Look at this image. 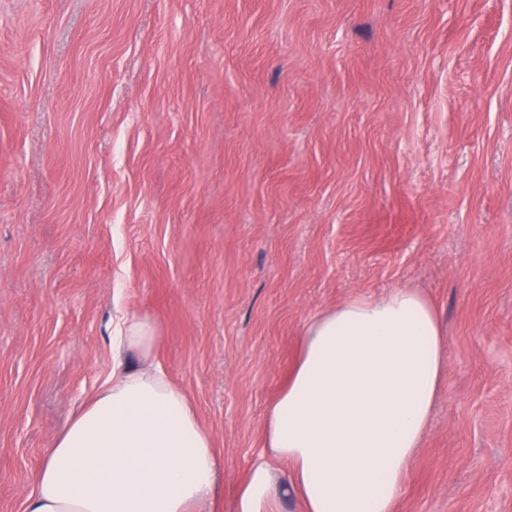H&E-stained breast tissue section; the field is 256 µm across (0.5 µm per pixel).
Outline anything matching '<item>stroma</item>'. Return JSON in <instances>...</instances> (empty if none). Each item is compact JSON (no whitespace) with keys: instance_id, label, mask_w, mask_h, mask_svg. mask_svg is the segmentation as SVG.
I'll list each match as a JSON object with an SVG mask.
<instances>
[{"instance_id":"obj_1","label":"stroma","mask_w":512,"mask_h":512,"mask_svg":"<svg viewBox=\"0 0 512 512\" xmlns=\"http://www.w3.org/2000/svg\"><path fill=\"white\" fill-rule=\"evenodd\" d=\"M392 288L448 360L400 512H512V0H0V512L118 309L236 512L307 323Z\"/></svg>"}]
</instances>
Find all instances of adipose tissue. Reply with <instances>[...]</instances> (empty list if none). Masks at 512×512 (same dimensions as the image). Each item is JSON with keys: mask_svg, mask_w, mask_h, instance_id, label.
<instances>
[{"mask_svg": "<svg viewBox=\"0 0 512 512\" xmlns=\"http://www.w3.org/2000/svg\"><path fill=\"white\" fill-rule=\"evenodd\" d=\"M159 344L149 316L118 312L112 374L48 448L23 512H200L212 499L221 462ZM446 369L438 311L419 290L312 319L238 512H274L284 494L299 512H399Z\"/></svg>", "mask_w": 512, "mask_h": 512, "instance_id": "ef3b65f1", "label": "adipose tissue"}]
</instances>
